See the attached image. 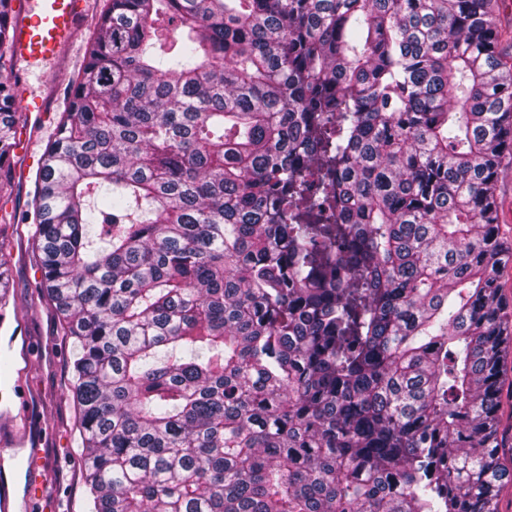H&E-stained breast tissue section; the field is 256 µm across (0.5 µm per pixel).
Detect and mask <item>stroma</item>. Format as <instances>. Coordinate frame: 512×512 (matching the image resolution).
<instances>
[{"label": "stroma", "mask_w": 512, "mask_h": 512, "mask_svg": "<svg viewBox=\"0 0 512 512\" xmlns=\"http://www.w3.org/2000/svg\"><path fill=\"white\" fill-rule=\"evenodd\" d=\"M48 133H41L31 153L10 154L13 179L5 214L0 257L9 274L12 313L0 326V341L16 336L10 352L8 376L0 375V410L8 408L4 396L18 386L15 402L29 411L25 433L32 446L41 448L56 466L49 475L59 498L69 512H90L91 505L81 468V437L77 411L70 393L72 341L64 336L54 308L42 286L39 254L32 241L33 224L27 221L35 174ZM498 236L512 244V154L503 158L495 189Z\"/></svg>", "instance_id": "35a3bbf8"}]
</instances>
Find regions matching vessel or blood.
Wrapping results in <instances>:
<instances>
[{"label":"vessel or blood","mask_w":512,"mask_h":512,"mask_svg":"<svg viewBox=\"0 0 512 512\" xmlns=\"http://www.w3.org/2000/svg\"><path fill=\"white\" fill-rule=\"evenodd\" d=\"M14 26L16 57L23 68L18 80V104L28 121L23 133L34 143L50 117V110L31 90L32 66L56 63L73 52L77 31L87 26L96 12V0H19ZM49 467L37 448H15L0 458V512H28L38 504L41 512H61L63 504L44 479ZM24 472L26 485L17 489L15 475Z\"/></svg>","instance_id":"obj_1"}]
</instances>
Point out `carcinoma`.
<instances>
[{
    "label": "carcinoma",
    "mask_w": 512,
    "mask_h": 512,
    "mask_svg": "<svg viewBox=\"0 0 512 512\" xmlns=\"http://www.w3.org/2000/svg\"><path fill=\"white\" fill-rule=\"evenodd\" d=\"M491 3L105 0L33 198L92 512H497Z\"/></svg>",
    "instance_id": "1"
}]
</instances>
